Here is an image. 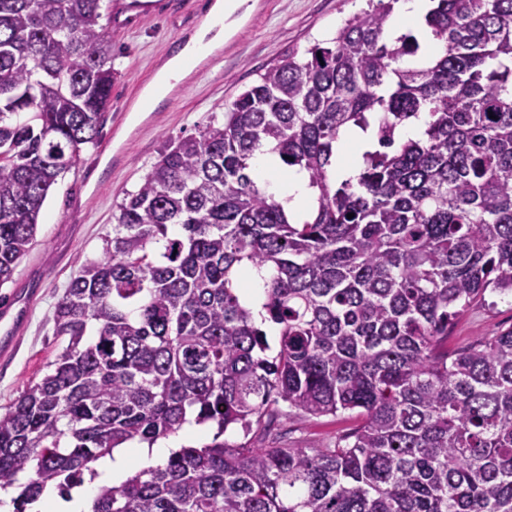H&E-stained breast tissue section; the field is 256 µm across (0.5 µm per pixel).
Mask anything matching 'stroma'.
<instances>
[{
  "label": "stroma",
  "instance_id": "35a3bbf8",
  "mask_svg": "<svg viewBox=\"0 0 512 512\" xmlns=\"http://www.w3.org/2000/svg\"><path fill=\"white\" fill-rule=\"evenodd\" d=\"M111 0L101 23L112 36V99L96 143L59 179L39 219L36 243L0 286V307L17 315L0 320L14 350L0 356V413L47 371L59 348L53 314L82 263L100 259L103 240L129 193L158 161L165 140L195 133L252 85L284 52L331 38L366 0H243L218 53L192 69L151 112L136 111L144 89L203 23L210 0ZM512 329V299L475 302L448 327L456 351L480 337ZM350 413L311 416L288 411L279 420L280 447L325 448L356 427Z\"/></svg>",
  "mask_w": 512,
  "mask_h": 512
}]
</instances>
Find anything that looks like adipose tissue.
Instances as JSON below:
<instances>
[{
    "label": "adipose tissue",
    "instance_id": "obj_1",
    "mask_svg": "<svg viewBox=\"0 0 512 512\" xmlns=\"http://www.w3.org/2000/svg\"><path fill=\"white\" fill-rule=\"evenodd\" d=\"M242 0H213L205 21L188 40L183 49L172 57L158 73L155 81L144 91L136 105L137 111L149 112L183 79L200 60L212 55L224 42V22L241 7ZM371 132L354 130L336 144V160L331 174L336 180L356 177L365 151L375 149ZM253 173L267 192L279 199L292 218H299L311 205L313 192L306 173L283 170L274 154H256ZM170 440L153 445L124 446L114 449L110 456L100 459L95 467L94 480L60 495L56 488H47L39 502V512H89V502L98 484L126 478L135 465L155 466L164 462L173 448Z\"/></svg>",
    "mask_w": 512,
    "mask_h": 512
}]
</instances>
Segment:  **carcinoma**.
Returning a JSON list of instances; mask_svg holds the SVG:
<instances>
[{
  "instance_id": "cac0c4a2",
  "label": "carcinoma",
  "mask_w": 512,
  "mask_h": 512,
  "mask_svg": "<svg viewBox=\"0 0 512 512\" xmlns=\"http://www.w3.org/2000/svg\"><path fill=\"white\" fill-rule=\"evenodd\" d=\"M102 2L0 0V285L103 125ZM396 2L280 57L120 205L56 306L49 371L0 413L13 512L189 415L211 443L98 487L91 512H512V329L448 352L453 317L512 296V0H431L442 53L419 66L417 36L388 33ZM372 124L379 148L333 179L336 142ZM264 150L307 174L305 219L253 177ZM282 403L361 423L331 448L222 439H269Z\"/></svg>"
}]
</instances>
